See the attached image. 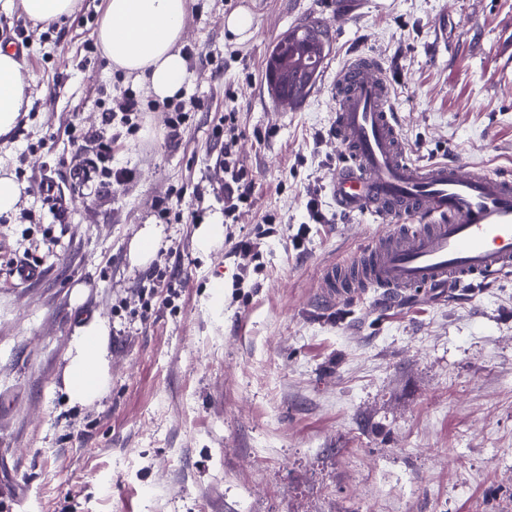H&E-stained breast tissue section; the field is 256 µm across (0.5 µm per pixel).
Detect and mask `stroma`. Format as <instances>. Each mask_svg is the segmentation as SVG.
Listing matches in <instances>:
<instances>
[{
	"instance_id": "35a3bbf8",
	"label": "stroma",
	"mask_w": 512,
	"mask_h": 512,
	"mask_svg": "<svg viewBox=\"0 0 512 512\" xmlns=\"http://www.w3.org/2000/svg\"><path fill=\"white\" fill-rule=\"evenodd\" d=\"M242 7L255 31L237 42L224 19ZM104 9L79 0L40 25L0 16V42H22L34 83L0 143V167L26 185L0 216V512H512V274L397 304L375 288L323 295L326 269L385 230L330 192L340 70L359 52L385 71L413 160L512 174V0H350L341 13L327 0H192L180 99L195 108L176 130L102 56ZM312 22L327 55L304 101L280 105L267 58ZM129 92L143 109L133 134L103 123ZM230 113L255 187L205 249L195 231L224 217L217 130ZM110 137L131 181H76ZM48 179L61 189L52 207ZM147 224L163 242L136 265L130 243ZM242 233L261 236L259 259L232 255ZM25 260L43 270L30 284L13 276ZM165 268L175 299L142 310L147 276ZM96 316L111 328V386L73 406L67 352Z\"/></svg>"
}]
</instances>
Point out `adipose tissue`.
<instances>
[{"label": "adipose tissue", "mask_w": 512, "mask_h": 512, "mask_svg": "<svg viewBox=\"0 0 512 512\" xmlns=\"http://www.w3.org/2000/svg\"><path fill=\"white\" fill-rule=\"evenodd\" d=\"M191 0H107L97 43L114 70L141 82L147 95L165 102L181 90L188 72L182 53L184 20ZM77 0H0V14L21 11L36 22L72 15ZM33 103L32 80L24 60L0 47V139L11 136ZM110 328L92 318L79 327L63 373L71 404H92L111 383Z\"/></svg>", "instance_id": "ef3b65f1"}]
</instances>
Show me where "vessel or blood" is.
I'll use <instances>...</instances> for the list:
<instances>
[{
    "label": "vessel or blood",
    "mask_w": 512,
    "mask_h": 512,
    "mask_svg": "<svg viewBox=\"0 0 512 512\" xmlns=\"http://www.w3.org/2000/svg\"><path fill=\"white\" fill-rule=\"evenodd\" d=\"M340 84L333 136L343 158L331 194L343 210L370 213L390 230L351 268L326 270L327 296L378 288L399 302L419 288L481 284L512 271V177L410 161L373 58H352ZM402 215L411 223H399Z\"/></svg>",
    "instance_id": "obj_1"
}]
</instances>
